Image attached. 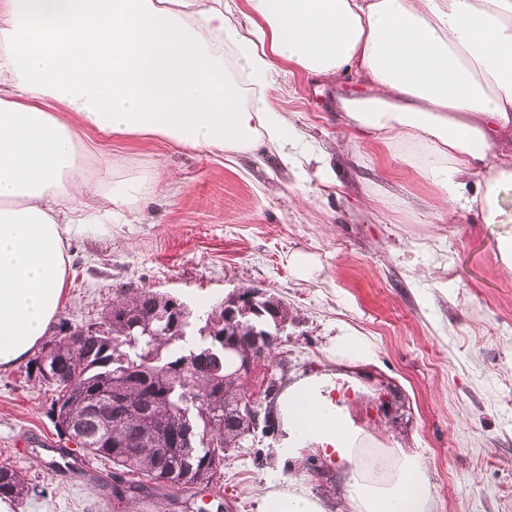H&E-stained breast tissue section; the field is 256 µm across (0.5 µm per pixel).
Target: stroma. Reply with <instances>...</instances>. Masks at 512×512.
I'll return each instance as SVG.
<instances>
[{
    "mask_svg": "<svg viewBox=\"0 0 512 512\" xmlns=\"http://www.w3.org/2000/svg\"><path fill=\"white\" fill-rule=\"evenodd\" d=\"M337 88L277 64L270 97L301 136L274 154L239 155L116 139L113 157L159 166L165 178L127 223L74 239L59 312L73 323L98 316L135 288L172 293L203 310L248 286L270 290L291 320L276 358L286 381L335 371L341 337H363L349 403L383 444L420 454L436 512H512V274L496 260L502 224L439 202L433 186L380 143L356 139L339 117ZM315 269L300 278L291 254ZM49 394L25 364L0 369V461L33 490L10 512H148L115 507L98 478L103 462L51 474L45 444L59 439ZM266 462L230 449L224 478L182 494L175 512L222 499L257 512L283 483L280 442L262 438ZM325 512H342L348 466L300 472Z\"/></svg>",
    "mask_w": 512,
    "mask_h": 512,
    "instance_id": "stroma-1",
    "label": "stroma"
}]
</instances>
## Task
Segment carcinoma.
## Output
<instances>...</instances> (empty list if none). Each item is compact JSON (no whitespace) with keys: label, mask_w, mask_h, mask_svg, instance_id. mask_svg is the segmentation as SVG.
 <instances>
[{"label":"carcinoma","mask_w":512,"mask_h":512,"mask_svg":"<svg viewBox=\"0 0 512 512\" xmlns=\"http://www.w3.org/2000/svg\"><path fill=\"white\" fill-rule=\"evenodd\" d=\"M174 306L170 294L135 289L112 300L100 316L82 322L94 329L90 336L74 340L64 335L68 320L56 330L26 367L27 376L51 392L49 413L82 427L84 440L75 451L112 467V493L124 503L144 500L154 512H167L172 502L170 487L158 482L174 466L183 479L179 491L207 488L221 481L220 467L230 448L240 447L246 435L222 419L224 403L240 397L242 382L230 377L234 356L219 345L220 337L207 333L208 325L224 326V306L216 304L199 325L188 319L183 335L161 330L160 319ZM150 319L154 336L139 335L134 323ZM211 352L221 359L216 375L199 371L186 359ZM285 387L272 378L264 390L268 404L260 419L261 433L276 436L280 421L277 397ZM122 397L127 400L120 420L93 419L89 410L96 401ZM207 398L212 416L200 409ZM192 427L191 448H171L168 435ZM137 479L128 478V474ZM30 495L29 483L12 465L0 464V500L21 504Z\"/></svg>","instance_id":"1"}]
</instances>
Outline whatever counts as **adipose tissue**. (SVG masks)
<instances>
[{"label":"adipose tissue","instance_id":"obj_1","mask_svg":"<svg viewBox=\"0 0 512 512\" xmlns=\"http://www.w3.org/2000/svg\"><path fill=\"white\" fill-rule=\"evenodd\" d=\"M0 0V368L24 361L65 299L68 248L139 211L162 177L114 162L112 139L227 155L285 150L277 63L339 82L358 134L416 168L442 203L512 227V0ZM476 188H469V180ZM289 384L279 464L350 466L347 512H434L418 454L374 447L342 390L363 361ZM258 512H324L294 481Z\"/></svg>","mask_w":512,"mask_h":512}]
</instances>
